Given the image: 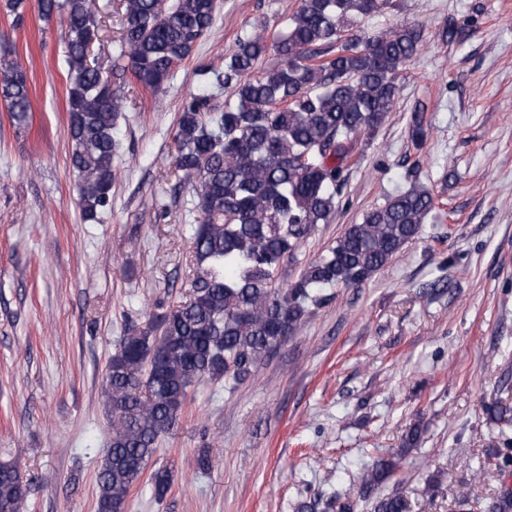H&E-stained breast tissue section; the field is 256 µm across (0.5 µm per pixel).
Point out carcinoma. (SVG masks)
I'll return each mask as SVG.
<instances>
[{"label":"carcinoma","mask_w":512,"mask_h":512,"mask_svg":"<svg viewBox=\"0 0 512 512\" xmlns=\"http://www.w3.org/2000/svg\"><path fill=\"white\" fill-rule=\"evenodd\" d=\"M219 7V0H125L121 56L136 82L159 93ZM391 7V0H299L272 42L240 36L224 56L216 81L233 88L234 103L217 111L207 95L184 102L174 166L201 213L190 225L192 280L185 300L129 327L107 360L110 437L96 475V512H126L132 486L178 424L192 387L222 378L235 389L333 299L331 289L360 286L420 238L438 201L416 181L347 225L296 280L275 286L282 264L330 223L351 167L393 111L403 66L422 45L416 26H362ZM37 9L47 20L63 18L70 164L82 217L96 222L112 206L115 129L127 99L115 90L102 96L110 78L88 59L87 32L102 27L92 0H37ZM271 52L277 64L256 72ZM0 99L26 122L28 78L16 61L0 62ZM428 137L417 110L409 138L419 150ZM492 411L500 432L512 429L509 404ZM401 469L400 454L374 459L360 469L358 500L331 496L326 512H356L361 501L372 512H409L400 491L382 492ZM485 478L481 467L471 472L459 506L481 498ZM151 482L161 499L169 473L158 470ZM28 496L18 465L0 462V512H27Z\"/></svg>","instance_id":"obj_1"}]
</instances>
